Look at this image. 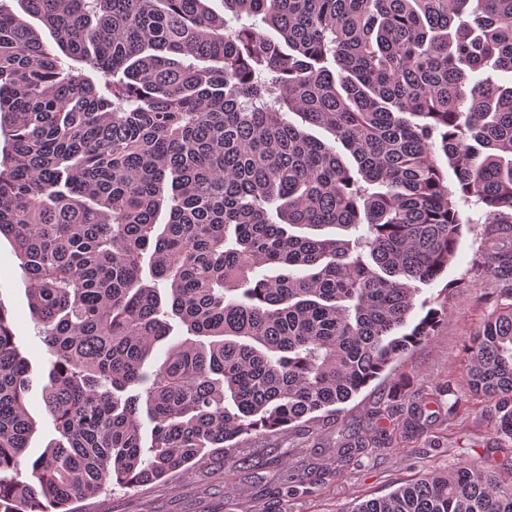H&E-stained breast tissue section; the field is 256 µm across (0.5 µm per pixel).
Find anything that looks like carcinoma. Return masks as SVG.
Here are the masks:
<instances>
[{
  "mask_svg": "<svg viewBox=\"0 0 512 512\" xmlns=\"http://www.w3.org/2000/svg\"><path fill=\"white\" fill-rule=\"evenodd\" d=\"M17 2L0 235L59 439L28 458L0 305V512H76L336 411L435 335L437 308L399 330L455 259L459 202L512 229V85L471 79L512 73V0ZM476 273L512 298V247ZM173 321L186 337L150 363ZM469 382L512 436V303L473 338ZM352 512H512V482L460 459Z\"/></svg>",
  "mask_w": 512,
  "mask_h": 512,
  "instance_id": "cac0c4a2",
  "label": "carcinoma"
}]
</instances>
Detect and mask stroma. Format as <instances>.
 <instances>
[{
	"instance_id": "35a3bbf8",
	"label": "stroma",
	"mask_w": 512,
	"mask_h": 512,
	"mask_svg": "<svg viewBox=\"0 0 512 512\" xmlns=\"http://www.w3.org/2000/svg\"><path fill=\"white\" fill-rule=\"evenodd\" d=\"M464 225L457 256L435 282L421 286L417 302L445 296L447 315L434 336L417 345L363 388L340 413L304 427L245 438L232 454L241 468L222 473L209 457L169 480L136 490L107 489L85 501L87 512H352L428 473L452 467L460 456L512 479V438L495 427L491 401L468 381V343L497 307L498 291L472 276L490 250L512 244V231L487 234L481 210L462 205ZM0 305L8 311L20 353L30 363L34 386L28 409L36 422L29 455H39L56 433L45 412L39 382L45 346L31 318L26 281L11 242L0 238ZM364 441L349 461L337 449ZM323 472L309 492H284L287 472Z\"/></svg>"
}]
</instances>
